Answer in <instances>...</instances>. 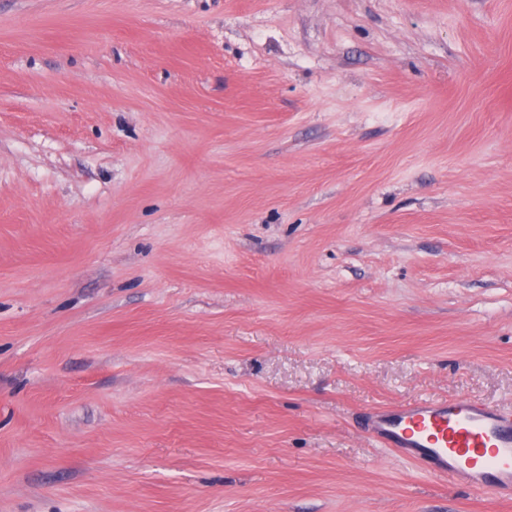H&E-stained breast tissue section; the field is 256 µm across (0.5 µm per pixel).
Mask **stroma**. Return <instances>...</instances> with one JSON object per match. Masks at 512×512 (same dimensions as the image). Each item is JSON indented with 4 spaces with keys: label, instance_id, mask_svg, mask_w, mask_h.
<instances>
[{
    "label": "stroma",
    "instance_id": "1",
    "mask_svg": "<svg viewBox=\"0 0 512 512\" xmlns=\"http://www.w3.org/2000/svg\"><path fill=\"white\" fill-rule=\"evenodd\" d=\"M512 411V0H0V512H512L379 408Z\"/></svg>",
    "mask_w": 512,
    "mask_h": 512
}]
</instances>
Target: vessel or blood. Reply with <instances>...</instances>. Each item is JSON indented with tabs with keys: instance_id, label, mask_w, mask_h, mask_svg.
Returning <instances> with one entry per match:
<instances>
[{
	"instance_id": "vessel-or-blood-1",
	"label": "vessel or blood",
	"mask_w": 512,
	"mask_h": 512,
	"mask_svg": "<svg viewBox=\"0 0 512 512\" xmlns=\"http://www.w3.org/2000/svg\"><path fill=\"white\" fill-rule=\"evenodd\" d=\"M373 434L430 473L512 499V413L466 400L378 411Z\"/></svg>"
}]
</instances>
